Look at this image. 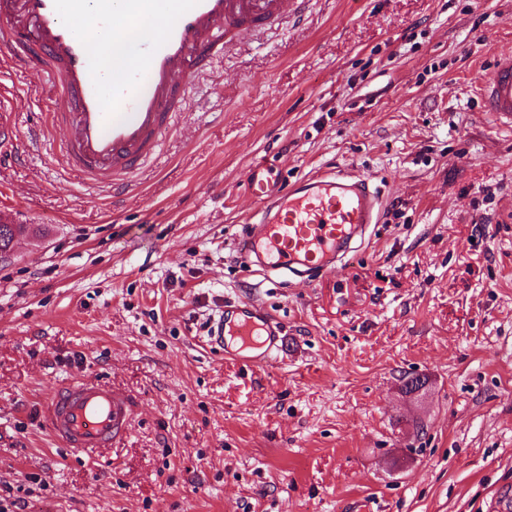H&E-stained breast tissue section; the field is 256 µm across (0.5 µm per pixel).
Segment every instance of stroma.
Instances as JSON below:
<instances>
[{"instance_id":"1","label":"stroma","mask_w":512,"mask_h":512,"mask_svg":"<svg viewBox=\"0 0 512 512\" xmlns=\"http://www.w3.org/2000/svg\"><path fill=\"white\" fill-rule=\"evenodd\" d=\"M512 0H309L191 81L124 200L60 160L53 82L0 58L13 135L0 222V501L15 512H498L512 502V128L480 88ZM40 130L39 150L25 149ZM370 177L380 224L345 270L246 271L248 169ZM284 329L248 368L207 343L225 302ZM427 378L426 395L401 378ZM76 378L137 401L105 456L56 444Z\"/></svg>"}]
</instances>
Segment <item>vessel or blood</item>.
Masks as SVG:
<instances>
[{
	"label": "vessel or blood",
	"instance_id": "obj_1",
	"mask_svg": "<svg viewBox=\"0 0 512 512\" xmlns=\"http://www.w3.org/2000/svg\"><path fill=\"white\" fill-rule=\"evenodd\" d=\"M89 0H0V50L14 64L37 69L54 82V123L70 135L63 155L84 180L130 190L134 176L160 150L187 98L188 80L223 55L225 39L242 42L282 18V0H96L112 17V41L125 43L137 17L166 7L157 35L132 51L123 76L107 82L102 55L71 19ZM486 111L512 126V53L498 57L482 88ZM246 185L258 205V230L237 246L249 268L288 277L339 270L380 223L382 196L369 178L333 169L283 184L268 163L250 168ZM208 342L231 343L245 365L268 363L283 350L282 330L255 302L225 306ZM134 414L132 399L111 387L81 380L51 396L44 419L53 436L76 454L119 442Z\"/></svg>",
	"mask_w": 512,
	"mask_h": 512
}]
</instances>
